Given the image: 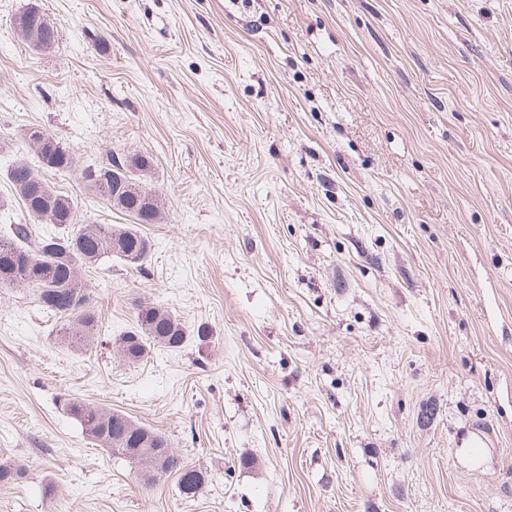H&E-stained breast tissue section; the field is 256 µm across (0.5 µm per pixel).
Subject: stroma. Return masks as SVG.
Wrapping results in <instances>:
<instances>
[{
	"label": "stroma",
	"mask_w": 512,
	"mask_h": 512,
	"mask_svg": "<svg viewBox=\"0 0 512 512\" xmlns=\"http://www.w3.org/2000/svg\"><path fill=\"white\" fill-rule=\"evenodd\" d=\"M31 127L80 169L150 156L163 219L85 272L88 347L0 288V512H512V0H0V229ZM143 302L208 339L124 361ZM72 398L163 433L195 497ZM39 19L40 13L34 7H30L24 10L17 16L16 19V25L19 35L32 45H34L38 41L34 31L37 28ZM27 42L26 44L28 45V47L35 51Z\"/></svg>",
	"instance_id": "35a3bbf8"
}]
</instances>
